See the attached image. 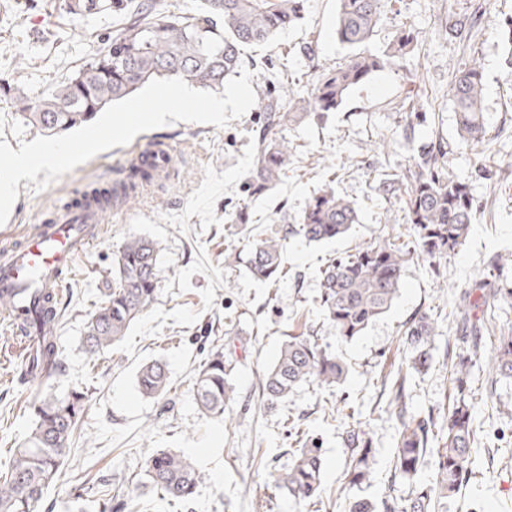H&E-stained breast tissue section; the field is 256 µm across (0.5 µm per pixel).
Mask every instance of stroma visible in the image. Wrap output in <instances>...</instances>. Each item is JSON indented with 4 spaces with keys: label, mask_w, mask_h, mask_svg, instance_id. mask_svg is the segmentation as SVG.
Masks as SVG:
<instances>
[{
    "label": "stroma",
    "mask_w": 512,
    "mask_h": 512,
    "mask_svg": "<svg viewBox=\"0 0 512 512\" xmlns=\"http://www.w3.org/2000/svg\"><path fill=\"white\" fill-rule=\"evenodd\" d=\"M60 4L0 0V80L13 89L11 96H0V141L14 149L37 136L28 128L22 138L13 137L15 96L51 92L71 66L118 29L112 16L77 21ZM510 15L512 0H396L364 49L383 53L396 29L407 23L419 33L413 54L354 88L323 121L288 129L292 161L281 182L262 196L247 198L244 187L256 160L253 111L223 128L176 122L140 133L42 191L28 180L19 182L9 219L0 225V243L31 229L82 191L124 180L139 150L162 143L171 154L167 179L140 192L134 203L106 213L101 243L78 257L56 331L62 352L56 376L47 381L26 377L23 359L12 351V328L0 312L1 462L31 430L36 396L72 389L88 395L71 454L45 491L41 512H68L77 499L90 512H101L106 501L112 512H304L275 488L272 475L291 465L294 448L308 438L320 441L324 453L323 483L331 499L322 512H344L341 487L349 453L342 437L351 427L364 430L375 449L371 481L361 497L376 502L389 494L406 498L417 482L432 480L430 456L417 481L394 475L398 421L390 407L391 384L409 356L400 342L404 325L417 314L437 323L429 366L409 378L411 406L422 414L442 411L451 392L446 350L459 326L463 293L495 304L497 327L512 328V301L482 287L489 260L512 255V73L503 67L497 36L499 20ZM335 18L336 0H308L300 25L247 49V56L269 63L268 69L257 70L252 86L262 85L273 70L310 85L315 72L304 52L310 42L317 43L323 68L341 62L348 49L333 35ZM468 57L481 65L488 129L476 154L456 142L449 94L454 69ZM408 95L434 102L426 121L402 112L400 102ZM438 135L448 141L449 175L469 181L477 200L467 241L448 258L442 275L432 273L426 262L410 261L390 311L361 336L343 341L315 301L320 271L329 258L405 232L403 196L385 195L381 175L405 174L421 147ZM330 182L356 201L358 224L347 236L322 243L288 237L281 280L253 279L239 252L253 240L282 234L313 189ZM245 199L249 221L241 224L236 212ZM133 235L159 245L156 296L121 342L89 360L81 348L84 324L104 301L113 261ZM300 335L316 336L339 355L348 376L337 387L302 384L284 401L267 405L258 377L287 338ZM218 348L237 366L231 376L235 399L215 417L199 410L193 378ZM155 359L166 363L170 386L163 396L146 398L137 390L136 374ZM467 388L475 428L474 474L438 512H512V378L489 373L478 360ZM164 448L184 453L204 472L192 500L171 501L145 486L143 462Z\"/></svg>",
    "instance_id": "obj_1"
}]
</instances>
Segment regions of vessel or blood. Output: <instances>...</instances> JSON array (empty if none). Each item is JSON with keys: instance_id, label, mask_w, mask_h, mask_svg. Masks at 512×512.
Wrapping results in <instances>:
<instances>
[{"instance_id": "obj_1", "label": "vessel or blood", "mask_w": 512, "mask_h": 512, "mask_svg": "<svg viewBox=\"0 0 512 512\" xmlns=\"http://www.w3.org/2000/svg\"><path fill=\"white\" fill-rule=\"evenodd\" d=\"M105 205L92 197L61 209L18 239L0 260V292L36 286L62 292L78 256L103 238Z\"/></svg>"}]
</instances>
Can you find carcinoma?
<instances>
[{
  "label": "carcinoma",
  "instance_id": "carcinoma-1",
  "mask_svg": "<svg viewBox=\"0 0 512 512\" xmlns=\"http://www.w3.org/2000/svg\"><path fill=\"white\" fill-rule=\"evenodd\" d=\"M308 0H201L195 12L165 15L161 0H63L66 13L84 19L107 13L124 20L119 33L102 40L90 58L75 66L70 76L51 93L36 98L19 97V118L37 131L57 135L91 121L107 104L123 99L144 83L160 77H181L212 91L243 64L245 46L264 42L277 33L298 26ZM384 0H337L335 33L339 42L355 48L367 42L384 15ZM413 26L397 29L382 55L351 53L336 68L319 71L307 90L293 88L278 77L256 90L253 110L260 113L253 168L245 179L248 196L260 195L281 180L293 146L283 135L308 118L322 120L337 111L349 93L373 73L410 55L418 44ZM500 35L506 48L505 65L512 70V17L504 19ZM483 75L474 61L458 63L449 94L456 112L458 145L478 150L487 134L483 110ZM448 143L435 140L421 149L415 170L405 175V187L394 174H385L380 188L388 195L404 190L407 240L402 235L380 237L356 247L355 252L331 261L320 274L319 305L339 338L360 335L387 313L397 297L407 264L420 256L441 275L442 262L454 255L469 235L475 206L470 184L448 176L444 158ZM358 223L356 203L331 184L314 192L297 223L282 236L253 242L243 262L256 280L275 282L283 277L284 242L289 236L322 242L346 235ZM159 246L146 237H132L117 257L115 287L86 322L82 349L92 358L119 342L126 330L152 301L158 283ZM37 325L17 320L24 331H36L28 357V372L42 380L53 377L62 365L55 336L60 320L56 296L45 290L35 298ZM481 304L464 302L460 313L462 334L448 353L453 395L442 419L409 411L406 382L431 358L434 322L426 314L411 319L402 332V344L414 353L407 369H398L393 380L396 417L399 421L394 473L414 480L425 457H436L435 478L416 487L412 498L387 495L378 503L348 498V512H435V503L454 497L473 474L475 431L472 410L464 393L472 358L491 347L486 365L496 374L512 377V335H490ZM232 361L218 349L200 365L194 396L200 410L221 416L234 399L229 377ZM348 368L336 354L309 336H290L274 364L259 378L262 398L273 405L288 398L305 382L321 387L344 381ZM168 385L166 365L153 360L137 373L139 392L147 398L162 396ZM86 396L77 391L45 394L35 405L34 427L0 469V512H40L46 488L58 477L71 453V438L84 414ZM438 447L432 449V441ZM349 453L346 488L360 487L370 479L372 443L361 430L343 439ZM323 454L319 444L307 441L297 449L288 470L272 475L275 488L309 506L324 504ZM146 484L172 500L188 501L204 482L191 460L175 451L157 450L144 464Z\"/></svg>",
  "mask_w": 512,
  "mask_h": 512
}]
</instances>
